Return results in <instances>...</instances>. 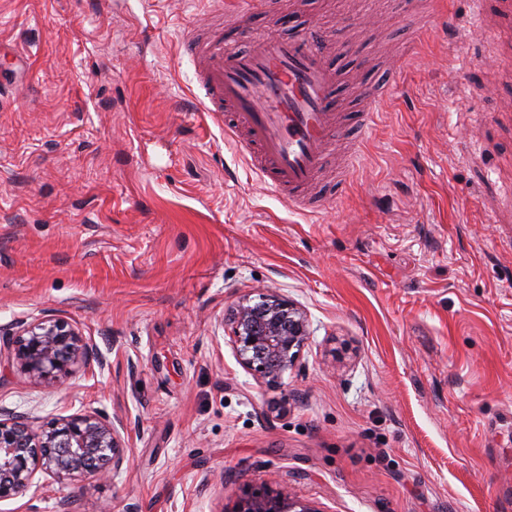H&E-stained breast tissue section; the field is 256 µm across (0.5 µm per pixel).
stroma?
<instances>
[{
	"instance_id": "stroma-1",
	"label": "stroma",
	"mask_w": 512,
	"mask_h": 512,
	"mask_svg": "<svg viewBox=\"0 0 512 512\" xmlns=\"http://www.w3.org/2000/svg\"><path fill=\"white\" fill-rule=\"evenodd\" d=\"M256 16L347 45L338 95L403 51L349 181L315 215L246 165L183 49L209 0H0L27 61L0 89V332L52 315L101 363L47 384L0 357V406L38 424L122 418L115 478L46 484L0 512H232L273 487L313 512H512V112L471 0H305ZM428 22L425 38L406 32ZM262 288L311 339L270 388L224 310ZM285 401L283 413L270 412Z\"/></svg>"
}]
</instances>
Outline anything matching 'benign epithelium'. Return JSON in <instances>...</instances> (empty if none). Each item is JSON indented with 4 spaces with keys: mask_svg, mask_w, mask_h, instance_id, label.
<instances>
[{
    "mask_svg": "<svg viewBox=\"0 0 512 512\" xmlns=\"http://www.w3.org/2000/svg\"><path fill=\"white\" fill-rule=\"evenodd\" d=\"M223 325L239 364L272 388L284 384L311 338L304 309L271 289L240 298L224 313ZM6 345L22 372L41 382H55L100 362L77 325L52 316L22 326ZM125 432L122 419L95 411L37 426L28 415L0 407V501L42 489L34 482L39 471L58 484L118 475L129 461ZM232 512L314 510L269 487L240 496Z\"/></svg>",
    "mask_w": 512,
    "mask_h": 512,
    "instance_id": "1",
    "label": "benign epithelium"
}]
</instances>
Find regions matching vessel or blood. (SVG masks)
I'll use <instances>...</instances> for the list:
<instances>
[{
	"label": "vessel or blood",
	"mask_w": 512,
	"mask_h": 512,
	"mask_svg": "<svg viewBox=\"0 0 512 512\" xmlns=\"http://www.w3.org/2000/svg\"><path fill=\"white\" fill-rule=\"evenodd\" d=\"M477 16L497 12L512 27V0H475ZM272 0H216L214 14H237L246 46L225 38L223 27L208 35L187 31L184 48L196 63L203 108L224 117V133L239 143L251 170L270 182L289 207L320 208L312 187L335 153L339 133L333 108L340 76L328 62L332 46L322 29L308 25L288 38L251 33L248 18L268 12ZM394 68L373 82L362 98L372 119L394 88Z\"/></svg>",
	"instance_id": "vessel-or-blood-1"
}]
</instances>
